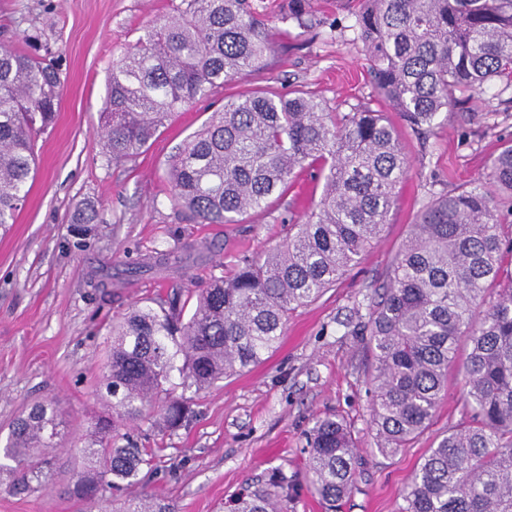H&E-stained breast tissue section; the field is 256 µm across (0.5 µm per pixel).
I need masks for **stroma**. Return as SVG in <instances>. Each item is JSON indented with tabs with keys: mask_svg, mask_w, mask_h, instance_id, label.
Returning a JSON list of instances; mask_svg holds the SVG:
<instances>
[{
	"mask_svg": "<svg viewBox=\"0 0 512 512\" xmlns=\"http://www.w3.org/2000/svg\"><path fill=\"white\" fill-rule=\"evenodd\" d=\"M179 0H0V42L22 46L41 30L64 81L51 128L37 141V174L15 224L0 230V445L13 420L38 402L53 403L65 424L47 478L18 485L0 473V512H85L68 485L82 460L73 441L102 411L99 381L113 317L133 303L182 284L175 265L135 262L203 240L209 250L189 262L191 285L224 277L235 260L280 243L303 219L322 183L301 172L286 195L244 224H200L167 198V163L225 97L254 89L301 90L327 112L359 107L384 113L413 164L397 189L380 241L336 285L288 319L277 349L258 366L195 395L196 414L176 432L147 414L130 433L158 449L123 496L165 498L175 512H224L241 488L279 469L296 488L293 512H326L310 485L303 451L316 418L336 414L360 448L355 488L340 512H395L399 494L422 457L460 423V375L448 387L430 426L393 457L374 449L365 380L372 354L363 334L367 308L386 281L419 207L433 195L481 178L489 157L512 139V88L495 84L441 114L424 134L412 132L376 91L368 55L340 0H316L307 27L285 20L286 0H254L269 20L275 49L264 66L224 84L178 113L135 160L110 163L99 130L114 58ZM94 204L99 222L77 241V202Z\"/></svg>",
	"mask_w": 512,
	"mask_h": 512,
	"instance_id": "stroma-1",
	"label": "stroma"
}]
</instances>
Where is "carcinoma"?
<instances>
[{
  "label": "carcinoma",
  "instance_id": "carcinoma-1",
  "mask_svg": "<svg viewBox=\"0 0 512 512\" xmlns=\"http://www.w3.org/2000/svg\"><path fill=\"white\" fill-rule=\"evenodd\" d=\"M354 27L372 62L379 94L408 125L430 127L459 95L512 85V0H349ZM311 0H288L286 18L306 26ZM25 49L0 44V226L16 220L35 176V139L54 121L63 80L41 32ZM274 52L265 15L250 0H182L129 45L108 75L101 138L114 162L136 158L177 113L234 77L259 69ZM310 169L323 179L316 209L281 245L237 259L222 278L195 291L174 287L112 320L97 417L80 448L71 489L83 504L137 480L152 462L124 428L148 412L165 431L194 415L193 399L224 378L262 363L289 316L318 299L377 242L412 164L388 120L367 108L330 116L312 97L272 90L224 100L204 127L171 156L173 204L201 224H241ZM485 183L433 196L417 212L364 325L373 368L370 430L377 451L396 456L432 421L462 361L466 419L428 450L400 493L397 512H512V231L499 213L512 199V143L492 156ZM96 209L79 204L84 235ZM207 249L187 241L144 264H186ZM496 298L483 306L485 292ZM178 376L182 394L168 387ZM62 415L38 403L19 415L0 456L28 483L40 480L57 446ZM307 473L336 512L350 496L359 448L335 416L307 437ZM292 494L275 469L261 490H245L230 512H290ZM122 512H174L152 495Z\"/></svg>",
  "mask_w": 512,
  "mask_h": 512
}]
</instances>
